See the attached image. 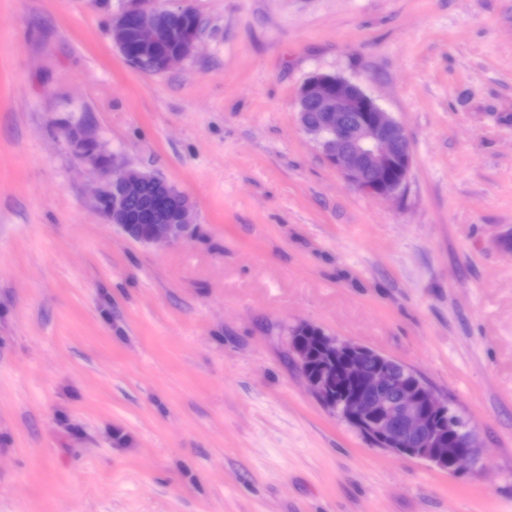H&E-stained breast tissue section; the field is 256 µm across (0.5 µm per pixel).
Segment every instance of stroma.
<instances>
[{"label": "stroma", "mask_w": 512, "mask_h": 512, "mask_svg": "<svg viewBox=\"0 0 512 512\" xmlns=\"http://www.w3.org/2000/svg\"><path fill=\"white\" fill-rule=\"evenodd\" d=\"M123 0H0V512H512V0H171L168 72ZM413 149L394 199L302 132L312 74ZM159 174L193 237L102 221L65 120ZM300 323L417 371L476 429L464 478L370 445L307 391ZM112 19V42L132 67L143 66L154 73L168 71L189 58L197 48L199 34L187 29L186 21L195 14L189 9L171 10L149 6L145 1H129ZM177 37L179 47L164 54H139Z\"/></svg>", "instance_id": "obj_1"}]
</instances>
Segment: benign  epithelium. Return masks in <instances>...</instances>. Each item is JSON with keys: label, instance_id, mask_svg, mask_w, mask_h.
Here are the masks:
<instances>
[{"label": "benign epithelium", "instance_id": "obj_1", "mask_svg": "<svg viewBox=\"0 0 512 512\" xmlns=\"http://www.w3.org/2000/svg\"><path fill=\"white\" fill-rule=\"evenodd\" d=\"M191 16L188 9L130 0L112 19V42L130 66L163 73L197 48L199 34L186 28ZM297 108L303 131L351 186L380 197L397 195L406 188L413 165L408 137L360 83L337 74L316 73L302 84ZM312 112L320 113V119L313 120ZM62 128L75 157L100 176L94 201L105 223L134 235L133 226L123 223L124 212L151 189L161 212L150 219L142 242L175 243L190 236L194 210L184 194H175L167 180L118 161L85 125L65 122ZM321 349L326 357L347 352L345 377L359 383L352 395L333 400L326 391L334 373L308 375L306 349L296 347L293 354L307 390L323 406L385 450L424 461L450 475L474 471L482 448L478 434L415 371L406 367L399 374L394 359L328 335L322 337Z\"/></svg>", "mask_w": 512, "mask_h": 512}]
</instances>
